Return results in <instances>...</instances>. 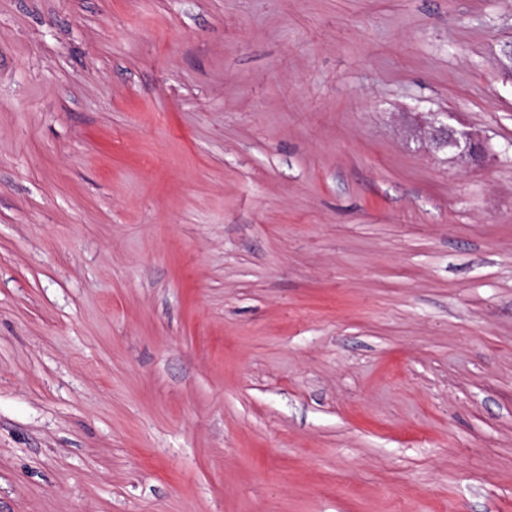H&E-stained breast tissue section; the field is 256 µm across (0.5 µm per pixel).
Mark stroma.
I'll list each match as a JSON object with an SVG mask.
<instances>
[{"label":"stroma","mask_w":512,"mask_h":512,"mask_svg":"<svg viewBox=\"0 0 512 512\" xmlns=\"http://www.w3.org/2000/svg\"><path fill=\"white\" fill-rule=\"evenodd\" d=\"M510 44L512 0H0V512H512ZM430 119L422 127H428L429 139L433 144L448 148L461 160L482 162L486 154V145L471 130L455 128L448 124L452 115L448 112H430Z\"/></svg>","instance_id":"1"}]
</instances>
